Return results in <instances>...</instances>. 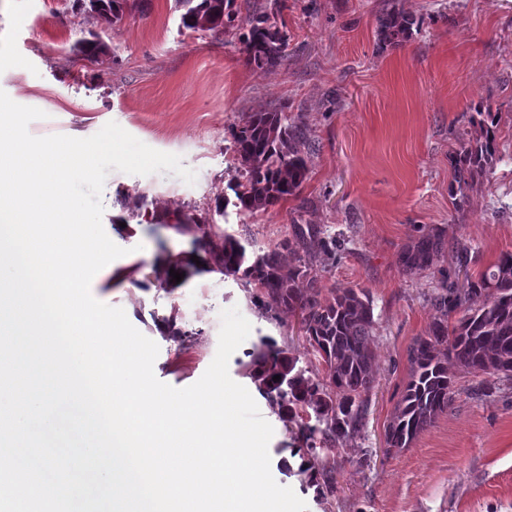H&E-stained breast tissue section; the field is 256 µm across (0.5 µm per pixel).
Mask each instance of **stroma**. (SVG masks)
<instances>
[{"mask_svg":"<svg viewBox=\"0 0 512 512\" xmlns=\"http://www.w3.org/2000/svg\"><path fill=\"white\" fill-rule=\"evenodd\" d=\"M280 17L287 59L254 70L240 32L181 28L176 0H145L109 26L74 0H0V90L43 110L61 134L87 138L116 122L148 146L179 155L194 184L157 174L108 175L102 223L125 256L101 269L91 293L129 310V320L156 340V377L194 384L215 357L220 313L235 306L251 323L231 356V378L249 392V350L261 338L317 363L299 314L265 309L257 288L216 269L193 268L182 294L161 283L156 267L193 254L195 237L174 229L194 215L218 234L273 246L293 225L319 224L342 246L335 258L310 263L321 297L334 288L364 290L372 300L375 386L364 434L336 460V494L318 503L304 489L300 450L275 410L258 399L273 426L271 473L298 493L308 512H512V388L476 397V378L457 373L447 412L409 448L388 450L385 427L409 379L407 350L425 335L431 301L448 285L512 253V0H284ZM413 15L412 37L378 41L389 7ZM96 33L109 54L93 65L74 46ZM498 112L501 156L455 207L449 156L459 138L478 135L477 107ZM277 109L302 117L316 146L298 196L249 217L230 205L236 175L229 125L244 112ZM441 230L445 251L430 268L405 270L402 249ZM470 245L466 269L457 242ZM178 320L187 335L171 343L160 322Z\"/></svg>","mask_w":512,"mask_h":512,"instance_id":"35a3bbf8","label":"stroma"}]
</instances>
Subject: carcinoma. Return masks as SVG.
Segmentation results:
<instances>
[{"instance_id": "cac0c4a2", "label": "carcinoma", "mask_w": 512, "mask_h": 512, "mask_svg": "<svg viewBox=\"0 0 512 512\" xmlns=\"http://www.w3.org/2000/svg\"><path fill=\"white\" fill-rule=\"evenodd\" d=\"M94 10L108 25L122 20L129 8L140 4L129 0H98ZM182 9L181 27L221 32L233 27V0H176ZM279 12L258 11L247 20V32L239 41L249 65L265 71L286 57L288 38L278 26ZM413 17L389 10L379 18V40L398 43L412 32ZM79 51L92 63L105 53V46L86 39ZM476 138H462L451 155L459 194L454 205L467 202L466 189L475 176L492 173L497 149L493 129L498 113L487 108ZM234 152L240 164L231 190L234 206L252 216L299 194L308 178L311 147L301 117L290 118L283 111L246 112L230 126ZM176 227L193 232L203 261L209 267L240 277L263 291L270 309L298 312L313 355L324 365L323 376H313L297 366V360L263 338L248 352L251 361L246 374L261 395L277 408L285 428L303 440L307 449L309 485L316 499L324 501L336 493V460L320 456L323 448H338L360 437L366 426L374 387V313L366 293L355 288H335L325 301L318 299L317 285L307 279L310 259L321 253L336 257L341 242L325 237L315 224H296L293 238L285 237L267 250L253 249L235 235H218L191 217L177 218ZM442 256L439 235L429 233L418 239L401 257L409 270L423 269ZM467 287L452 281L446 293L434 299L435 315L425 335L408 351L409 380L385 428V443L391 450L410 447L416 437L447 411L454 401L455 381L448 376V361L459 370L481 378L477 394L488 397L496 383L512 381V253L497 261L476 278H466ZM475 296L480 305L471 304ZM461 316L448 323L455 311ZM280 380L273 381L274 376Z\"/></svg>"}]
</instances>
